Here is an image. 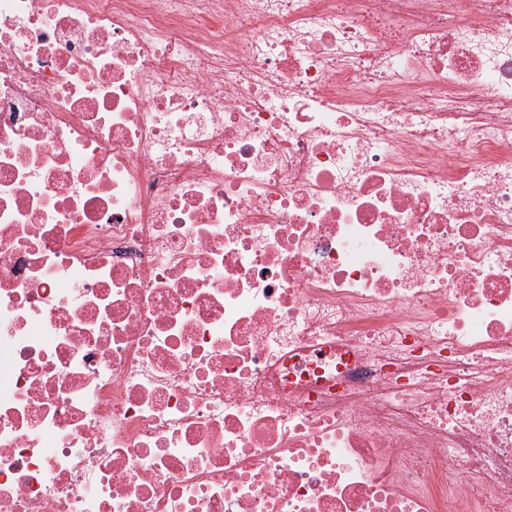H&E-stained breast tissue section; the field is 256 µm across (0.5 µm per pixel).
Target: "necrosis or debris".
Wrapping results in <instances>:
<instances>
[{
  "instance_id": "necrosis-or-debris-1",
  "label": "necrosis or debris",
  "mask_w": 512,
  "mask_h": 512,
  "mask_svg": "<svg viewBox=\"0 0 512 512\" xmlns=\"http://www.w3.org/2000/svg\"><path fill=\"white\" fill-rule=\"evenodd\" d=\"M0 512H512V0H0Z\"/></svg>"
}]
</instances>
